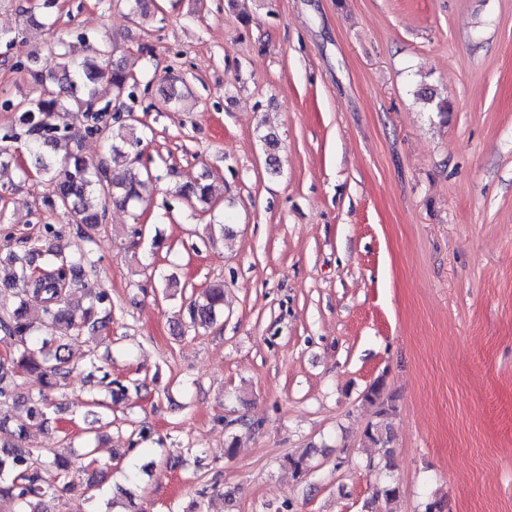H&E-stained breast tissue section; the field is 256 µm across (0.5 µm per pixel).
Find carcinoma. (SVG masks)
Returning <instances> with one entry per match:
<instances>
[{
  "label": "carcinoma",
  "instance_id": "obj_1",
  "mask_svg": "<svg viewBox=\"0 0 512 512\" xmlns=\"http://www.w3.org/2000/svg\"><path fill=\"white\" fill-rule=\"evenodd\" d=\"M57 0H36V4L22 10L25 22L43 25L49 20ZM79 38L92 43L95 59L79 61L60 48L54 70L46 73L36 67L26 69V75L41 88L36 98L6 99L0 103L5 110L19 113L21 132L0 137V168L8 167L11 143L24 140L38 178L52 184L51 207L60 210L71 224L94 229L102 224L107 206L123 208L141 201L153 187L158 176L148 169L132 171L126 180L106 183L103 171L71 152L59 158L48 154L46 147L71 138L70 126L55 119L80 114L90 115L106 110L112 101L102 102L97 83L109 75L115 99L135 98L137 80L119 66L108 67L110 47L106 41L85 33ZM118 133L105 132L111 155L128 158L138 151L143 138L137 134L134 119L115 116ZM175 196L188 202L214 206L212 188L208 184H184L175 189ZM56 236L55 228L45 226L44 240L29 248L21 257H13L12 272L3 285L16 290L18 305L0 314V331L10 345L9 355L0 358V500L15 503L16 512H47L46 503L56 499L60 488L68 487L72 476L71 459L59 455L42 462L34 452L24 447L35 428L50 422L48 396L44 391L62 389L73 372L66 356L68 341L86 332L94 333L112 323V303L107 291L90 282L77 279V273L93 265L87 253L64 255L52 249L50 240ZM83 289L85 304L73 306L66 289ZM203 300L189 305L193 328L205 329L216 321L224 309V285L214 284L204 290ZM41 306L43 318L35 325L28 316L30 302ZM88 376L97 378V385L113 392L118 380L112 373L90 359ZM36 376L43 391L36 396L24 397L22 378ZM385 378L380 376L369 386L364 401L376 407V416L386 417L395 410L394 399L385 393ZM365 439L379 449L381 458L392 454V435L389 428L369 425Z\"/></svg>",
  "mask_w": 512,
  "mask_h": 512
}]
</instances>
